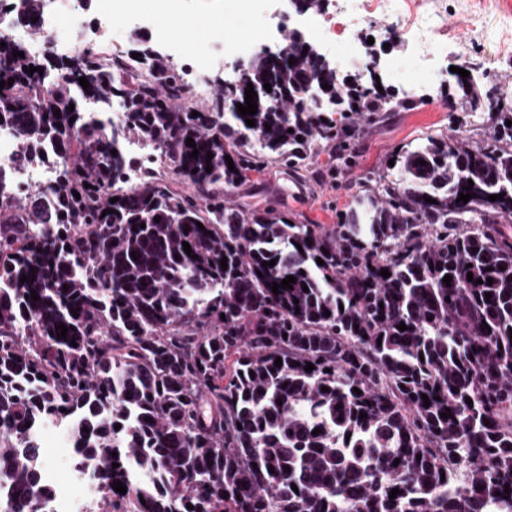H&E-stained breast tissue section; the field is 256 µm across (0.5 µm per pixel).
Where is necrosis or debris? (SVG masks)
<instances>
[{
    "mask_svg": "<svg viewBox=\"0 0 512 512\" xmlns=\"http://www.w3.org/2000/svg\"><path fill=\"white\" fill-rule=\"evenodd\" d=\"M272 0H248L254 14L259 36L255 39H229L220 29H213L206 43L203 58L188 65L186 98L194 100L207 91V76L216 68L224 67L227 56L250 58L259 44L286 45L292 27L286 16L271 6ZM157 8L146 7L143 0H97L96 32L92 42L95 52L104 59L121 57L123 38L137 37L141 32L152 34L156 48L170 58L181 57L180 47L172 42L168 27L157 21L158 12H165L172 22L188 26L194 10L185 0H157ZM84 0H51V5L40 19V36H33L27 24L15 14L0 12V29L7 31L26 54L38 57L49 52L70 54L86 40L82 14ZM121 18L122 30H115L114 18ZM359 20L353 16L329 18L316 24L313 36L317 41L335 44L344 40L350 47L347 55L337 57L339 67H358L362 53L358 47ZM17 134L10 127H0V182L20 191H44L53 184L50 146H43L27 163L14 161ZM68 421L43 422L30 432V440L37 450L33 465L45 488L50 492L46 512H99L102 479L93 467L79 463L78 451L68 437Z\"/></svg>",
    "mask_w": 512,
    "mask_h": 512,
    "instance_id": "obj_1",
    "label": "necrosis or debris"
}]
</instances>
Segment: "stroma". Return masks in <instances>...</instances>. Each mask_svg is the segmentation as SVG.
Masks as SVG:
<instances>
[{
  "label": "stroma",
  "mask_w": 512,
  "mask_h": 512,
  "mask_svg": "<svg viewBox=\"0 0 512 512\" xmlns=\"http://www.w3.org/2000/svg\"><path fill=\"white\" fill-rule=\"evenodd\" d=\"M426 9L439 15L443 35L433 52L417 42L389 41L394 20L383 13L366 14L359 27L360 40H372L382 63L397 57L429 56L446 70L467 65L473 86L485 103L503 100L512 105V0H426ZM409 84L392 78L384 83L406 102L384 119L361 120L360 135L351 140L354 154L348 168H337L335 143L320 142L307 166L288 168L265 161L235 185L224 188V199L245 210L274 208L297 224L339 223L368 179L389 175L391 157L411 150L427 136L462 128L470 143L488 142L490 115L471 111L455 79L426 86V72L414 66Z\"/></svg>",
  "instance_id": "1"
}]
</instances>
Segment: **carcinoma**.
<instances>
[{
	"label": "carcinoma",
	"mask_w": 512,
	"mask_h": 512,
	"mask_svg": "<svg viewBox=\"0 0 512 512\" xmlns=\"http://www.w3.org/2000/svg\"><path fill=\"white\" fill-rule=\"evenodd\" d=\"M45 2L0 9L38 35ZM1 42L0 81L14 82L0 126L17 130V160L45 141L62 156L48 210L0 186V476L19 512L49 498L26 424L71 413L103 512L124 500L132 512H512V108L496 107L484 145L454 129L401 152L395 178L366 186L340 223L294 224L224 204V185L257 168L253 138L300 167L320 141L402 108L370 63L349 82L296 28L295 64L258 52L242 81L214 79L194 117L179 68L145 44L129 52L141 79L89 48L51 62ZM249 83L253 127L224 111ZM84 99L119 124L89 119ZM131 131L197 195L145 165L112 191Z\"/></svg>",
	"instance_id": "obj_1"
}]
</instances>
